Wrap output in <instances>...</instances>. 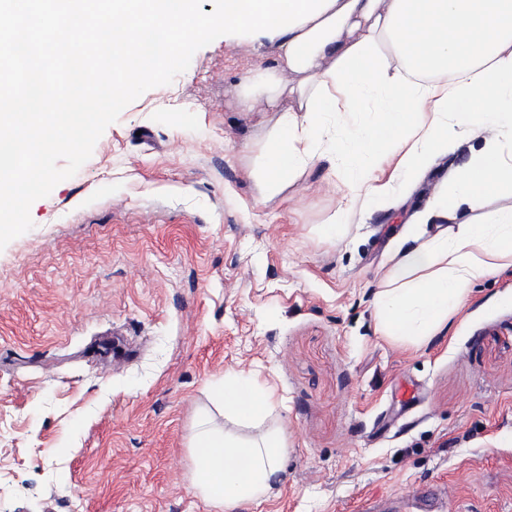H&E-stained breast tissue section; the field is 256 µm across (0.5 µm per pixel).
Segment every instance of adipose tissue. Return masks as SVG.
I'll list each match as a JSON object with an SVG mask.
<instances>
[{
  "instance_id": "obj_1",
  "label": "adipose tissue",
  "mask_w": 512,
  "mask_h": 512,
  "mask_svg": "<svg viewBox=\"0 0 512 512\" xmlns=\"http://www.w3.org/2000/svg\"><path fill=\"white\" fill-rule=\"evenodd\" d=\"M270 47L271 63L243 78L239 99L245 111L276 115L250 170L263 199L340 158L350 204L366 206L469 147L414 217L450 221L448 234L399 247L374 294L381 336L427 344L477 282L512 266V206L486 208L512 196V0H335ZM332 112L367 118L331 135ZM388 156L395 167L384 180L370 162ZM214 399L225 422L199 415L192 486L217 512H234L267 495L287 443L263 427L275 393L255 376H225Z\"/></svg>"
}]
</instances>
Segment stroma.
<instances>
[{"label":"stroma","mask_w":512,"mask_h":512,"mask_svg":"<svg viewBox=\"0 0 512 512\" xmlns=\"http://www.w3.org/2000/svg\"><path fill=\"white\" fill-rule=\"evenodd\" d=\"M225 35L126 106L0 250V512H215L191 486L225 375L274 388L287 442L236 512H512V268L407 349L373 298L400 233L467 153L332 220L341 176L273 200L247 175L271 112L239 107L270 54Z\"/></svg>","instance_id":"35a3bbf8"}]
</instances>
